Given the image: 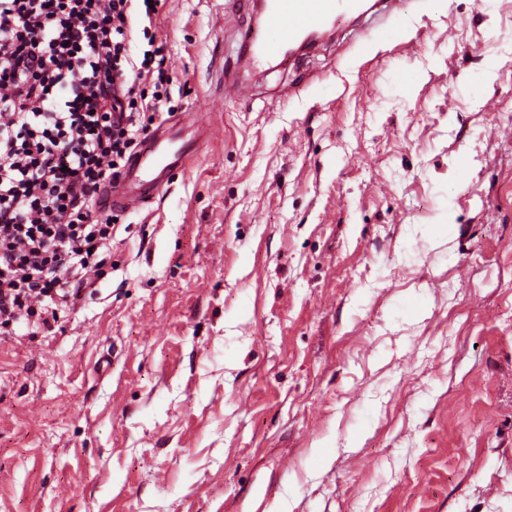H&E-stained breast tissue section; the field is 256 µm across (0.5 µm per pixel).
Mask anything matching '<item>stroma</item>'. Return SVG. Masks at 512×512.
<instances>
[{
  "mask_svg": "<svg viewBox=\"0 0 512 512\" xmlns=\"http://www.w3.org/2000/svg\"><path fill=\"white\" fill-rule=\"evenodd\" d=\"M249 0H160L197 155L0 335V512H512V0H412L224 94Z\"/></svg>",
  "mask_w": 512,
  "mask_h": 512,
  "instance_id": "obj_1",
  "label": "stroma"
}]
</instances>
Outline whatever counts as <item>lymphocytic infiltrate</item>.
I'll list each match as a JSON object with an SVG mask.
<instances>
[{"mask_svg": "<svg viewBox=\"0 0 512 512\" xmlns=\"http://www.w3.org/2000/svg\"><path fill=\"white\" fill-rule=\"evenodd\" d=\"M135 9L154 13L149 0H0V327L49 325L103 275L115 226L92 208L169 101L163 44L127 41Z\"/></svg>", "mask_w": 512, "mask_h": 512, "instance_id": "1", "label": "lymphocytic infiltrate"}]
</instances>
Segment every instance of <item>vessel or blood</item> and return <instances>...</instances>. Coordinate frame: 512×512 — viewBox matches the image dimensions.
I'll return each instance as SVG.
<instances>
[{
	"instance_id": "vessel-or-blood-1",
	"label": "vessel or blood",
	"mask_w": 512,
	"mask_h": 512,
	"mask_svg": "<svg viewBox=\"0 0 512 512\" xmlns=\"http://www.w3.org/2000/svg\"><path fill=\"white\" fill-rule=\"evenodd\" d=\"M364 0H265L262 13L263 38L247 58L261 67L274 60H293L294 50L307 37L331 31L345 18L364 12ZM197 139L180 121L162 125L124 169L116 187L99 199L100 210L130 208L145 203L184 165L194 153Z\"/></svg>"
}]
</instances>
